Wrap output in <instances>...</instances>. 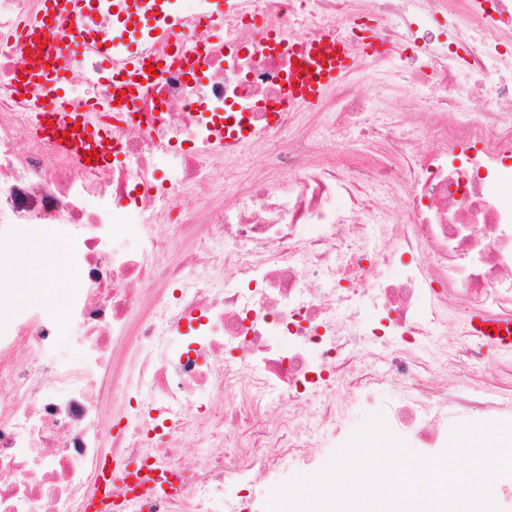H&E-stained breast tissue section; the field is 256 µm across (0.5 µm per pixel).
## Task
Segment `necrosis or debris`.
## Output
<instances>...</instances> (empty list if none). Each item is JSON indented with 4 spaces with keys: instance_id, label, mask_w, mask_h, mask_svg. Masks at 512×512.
<instances>
[{
    "instance_id": "obj_1",
    "label": "necrosis or debris",
    "mask_w": 512,
    "mask_h": 512,
    "mask_svg": "<svg viewBox=\"0 0 512 512\" xmlns=\"http://www.w3.org/2000/svg\"><path fill=\"white\" fill-rule=\"evenodd\" d=\"M37 10L0 0V234L26 225L28 261L68 239L75 276L61 318L0 271V512H258L244 488L309 465L340 389L422 447L447 439L448 391L416 377L456 356L449 311L463 337L472 306L512 318V0H224L220 19L211 0H96L118 63L162 62L129 110L92 114L101 167L56 151L18 80ZM340 51L355 73L304 104L300 75ZM360 73L407 84L393 118ZM66 77L78 105L112 91L91 52ZM385 384L400 402L376 404ZM137 465L181 490L133 495Z\"/></svg>"
}]
</instances>
